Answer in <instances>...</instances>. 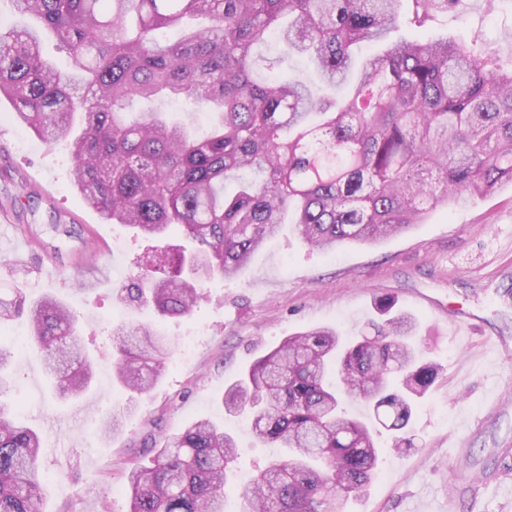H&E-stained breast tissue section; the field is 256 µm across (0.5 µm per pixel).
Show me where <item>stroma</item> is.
<instances>
[{
	"instance_id": "1",
	"label": "stroma",
	"mask_w": 512,
	"mask_h": 512,
	"mask_svg": "<svg viewBox=\"0 0 512 512\" xmlns=\"http://www.w3.org/2000/svg\"><path fill=\"white\" fill-rule=\"evenodd\" d=\"M394 36L454 38L508 61L512 0H454L425 27L405 24ZM14 112L0 101V294L56 296L97 361L90 390L72 401L54 395L32 350L11 359V398L42 438L44 512H127L131 463L151 464L168 437L198 418L235 435L236 475L265 467L272 451L225 414V387L292 334L333 326L357 335L379 318L385 297L417 320L412 341L443 372L413 412V447L394 451L389 434L378 435L376 475L349 512H443L451 503L456 512H512V186L332 255L283 231L235 279L203 282L189 316L163 321L174 349L161 378L138 396L124 431L104 438L101 422L126 398L112 383V326L154 319L151 309L117 301L116 273L137 275L153 249L132 229L102 223L71 183L67 143L36 137ZM57 222L72 236H54ZM15 266L22 272L13 277ZM492 395L502 406L490 415Z\"/></svg>"
}]
</instances>
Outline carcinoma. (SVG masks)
Returning <instances> with one entry per match:
<instances>
[{"label":"carcinoma","instance_id":"carcinoma-1","mask_svg":"<svg viewBox=\"0 0 512 512\" xmlns=\"http://www.w3.org/2000/svg\"><path fill=\"white\" fill-rule=\"evenodd\" d=\"M13 0L0 30V97L36 134L70 142L72 183L109 224L147 241L175 234L139 283L117 289L161 318L191 314L202 283L236 277L282 225L325 253L376 243L512 186V61L441 38L393 40L448 0ZM177 27L166 43L158 31ZM283 52L308 56L305 81L255 75L271 31ZM69 50V70L42 54L45 34ZM182 99L214 114L198 138L158 104ZM347 340L324 327L296 333L224 389L228 414L248 413L255 441L286 455L260 470L243 512H344L365 492L380 448L372 426L346 414L365 402L404 436L442 366L411 343L414 318L393 314ZM24 318L55 391L77 399L93 362L75 316L57 298L0 296V325ZM172 340L142 325L113 327V379L129 398L102 423L124 430L133 399L160 378ZM11 351L0 346V512H42L40 441L7 399ZM236 438L207 418L127 472L128 512H224Z\"/></svg>","mask_w":512,"mask_h":512}]
</instances>
